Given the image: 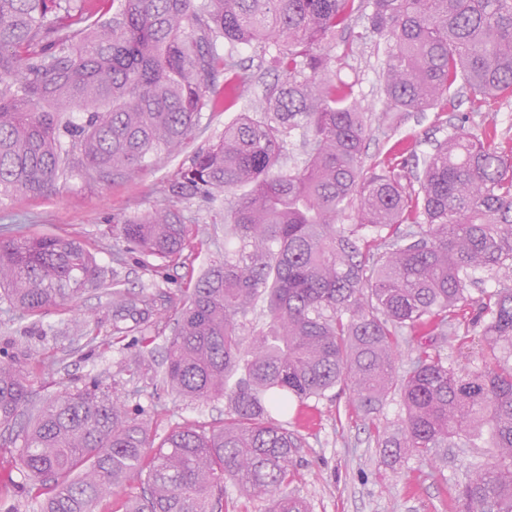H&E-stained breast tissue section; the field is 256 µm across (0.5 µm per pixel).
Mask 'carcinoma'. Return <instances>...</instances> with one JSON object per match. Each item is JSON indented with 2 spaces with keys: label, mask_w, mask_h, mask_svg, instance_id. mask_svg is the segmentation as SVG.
<instances>
[{
  "label": "carcinoma",
  "mask_w": 512,
  "mask_h": 512,
  "mask_svg": "<svg viewBox=\"0 0 512 512\" xmlns=\"http://www.w3.org/2000/svg\"><path fill=\"white\" fill-rule=\"evenodd\" d=\"M0 0V201L89 177L136 176L173 152L204 111L232 112L245 92L233 48L276 46L286 80L266 89L169 186L224 214V261L197 277L174 318L162 382L185 400L224 398V423L183 427L161 443L98 384L32 406L30 372L0 363V428L19 444L12 467L38 512H95L119 484L143 480L129 512H218L224 483L265 512H309L288 492L301 440L272 409L347 391L367 416L392 391L405 409L376 429L384 456L431 460L444 448H489L457 491L459 512H512V158L496 122L457 128L418 162L389 151L370 165L366 113L337 75L336 46L360 20L384 45V113L512 96V0ZM224 76L218 85V75ZM81 112L75 122L70 113ZM307 146L280 168L294 135ZM144 256L184 263L188 225L172 209L127 220ZM478 271L496 286L478 299ZM101 283L93 254L66 236L1 235L0 289L27 316ZM117 319L142 315L119 290ZM471 319L489 364L464 372L435 343L399 370L406 331L445 336ZM266 321L244 332L258 305ZM34 407L28 423L24 411Z\"/></svg>",
  "instance_id": "obj_1"
}]
</instances>
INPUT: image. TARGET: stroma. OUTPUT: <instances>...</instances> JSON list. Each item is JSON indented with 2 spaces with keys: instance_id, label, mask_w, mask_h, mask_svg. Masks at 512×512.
<instances>
[{
  "instance_id": "35a3bbf8",
  "label": "stroma",
  "mask_w": 512,
  "mask_h": 512,
  "mask_svg": "<svg viewBox=\"0 0 512 512\" xmlns=\"http://www.w3.org/2000/svg\"><path fill=\"white\" fill-rule=\"evenodd\" d=\"M347 36L354 41L353 51L342 59L339 70L343 78L355 82L363 111L377 116L385 103L380 80L383 52L373 41L358 39L356 31H348ZM234 56L247 78L248 105H258L266 85L284 79L273 70L270 52L261 47L241 45ZM231 118L228 112L202 113L194 136L177 152L149 157L137 178H89L76 171L44 193L0 202V234L20 229L78 238L94 253L102 271L101 287L85 290L37 317L23 315L8 299L0 298V352L8 351L23 367L32 353L45 360L41 371L30 378L35 398L97 380L129 408L143 410L156 440H163L177 426L222 424L223 401L179 398L163 390L160 376L170 319L180 300L203 271L224 258L225 200L209 205L178 199L170 194L169 185L196 151L223 135ZM492 118L498 123L499 149L512 153V100L498 103L491 113L461 92L456 109L409 113L387 134L370 127L364 157L373 161L397 144L422 156L452 128L460 126L478 135ZM163 208L178 211L191 226L186 265H159L128 250L120 236L127 219ZM116 288L149 302L141 331L128 333L119 343L112 340ZM473 313L470 306L459 310L456 332L439 343L449 363L462 370L481 366L486 356L480 336L465 329ZM137 353L142 356L140 365L118 371L117 361ZM285 420L303 444L300 477L289 489L305 498L311 512H457V486L480 454L476 448H452L434 465L413 455L395 464L384 463L372 426L365 424L362 413L343 393L291 407Z\"/></svg>"
}]
</instances>
